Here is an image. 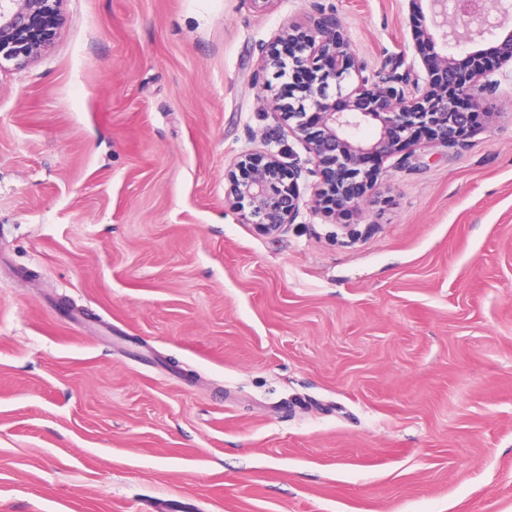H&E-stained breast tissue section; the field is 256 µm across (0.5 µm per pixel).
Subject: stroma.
<instances>
[{
  "mask_svg": "<svg viewBox=\"0 0 512 512\" xmlns=\"http://www.w3.org/2000/svg\"><path fill=\"white\" fill-rule=\"evenodd\" d=\"M369 67L428 0H327ZM308 0H64L0 73V512H512V81L267 235L258 46Z\"/></svg>",
  "mask_w": 512,
  "mask_h": 512,
  "instance_id": "1",
  "label": "stroma"
}]
</instances>
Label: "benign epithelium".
<instances>
[{"mask_svg": "<svg viewBox=\"0 0 512 512\" xmlns=\"http://www.w3.org/2000/svg\"><path fill=\"white\" fill-rule=\"evenodd\" d=\"M64 0H0V71L20 69L49 51L63 22ZM306 20H291L267 43L259 44V82L270 69L288 71V98L275 95L268 112L303 144L306 157L272 148L243 151L228 169L227 201L241 222L276 234L301 214L299 182L313 192L316 207L349 214L378 191L369 165H379L425 138L434 146H465L478 129L476 114L486 109L499 82L491 76L512 67L509 0H430L435 35L419 24L411 37L426 77L372 69L351 48L345 23L333 7L309 0ZM463 45L475 49L462 59ZM374 128L370 137L359 135Z\"/></svg>", "mask_w": 512, "mask_h": 512, "instance_id": "7a95c632", "label": "benign epithelium"}]
</instances>
